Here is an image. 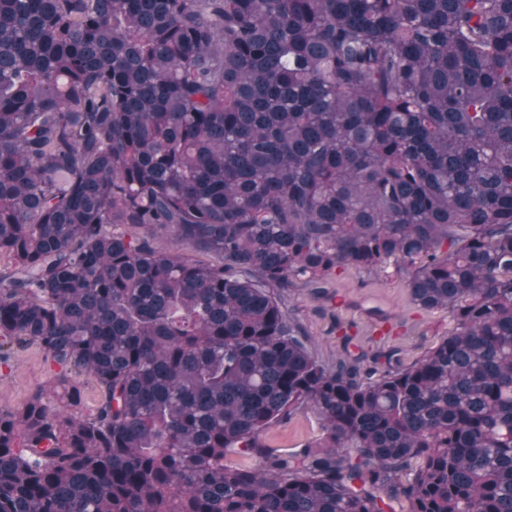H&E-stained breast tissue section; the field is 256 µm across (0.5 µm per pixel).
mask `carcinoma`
Masks as SVG:
<instances>
[{
  "label": "carcinoma",
  "mask_w": 512,
  "mask_h": 512,
  "mask_svg": "<svg viewBox=\"0 0 512 512\" xmlns=\"http://www.w3.org/2000/svg\"><path fill=\"white\" fill-rule=\"evenodd\" d=\"M2 258L0 512H512V0H0ZM390 264L408 365L272 292ZM52 372L36 345L16 349L9 366L0 367V410L21 407L45 385ZM324 436L321 420L313 409H305L290 420L270 426L263 434V442L269 448L300 451L308 444L320 442Z\"/></svg>",
  "instance_id": "1"
}]
</instances>
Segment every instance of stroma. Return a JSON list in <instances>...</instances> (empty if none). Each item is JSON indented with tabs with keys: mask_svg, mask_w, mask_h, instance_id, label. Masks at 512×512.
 <instances>
[{
	"mask_svg": "<svg viewBox=\"0 0 512 512\" xmlns=\"http://www.w3.org/2000/svg\"><path fill=\"white\" fill-rule=\"evenodd\" d=\"M327 296L296 287L282 292L284 309L310 338L325 363L342 355L341 336L350 333L368 352L398 348L404 363L420 359L453 329L447 310H424L415 305L406 288L405 273L389 267L377 273L353 269L329 276ZM52 373L39 347L16 349L9 366L0 368V410L21 407L39 391ZM321 420L305 409L290 420L270 426L263 434L266 446L296 452L320 442Z\"/></svg>",
	"mask_w": 512,
	"mask_h": 512,
	"instance_id": "stroma-1",
	"label": "stroma"
}]
</instances>
